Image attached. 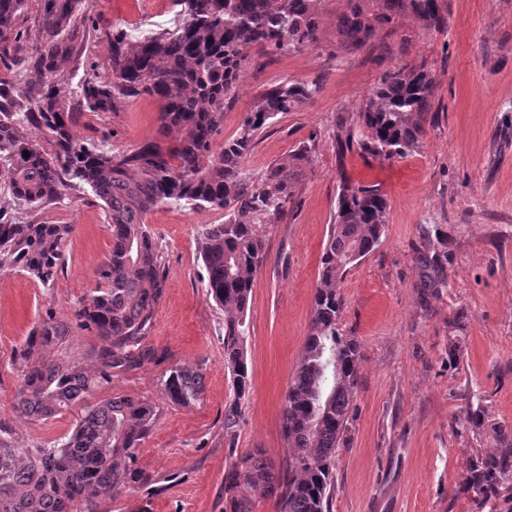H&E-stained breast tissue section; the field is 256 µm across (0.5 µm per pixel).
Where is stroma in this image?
<instances>
[{
  "label": "stroma",
  "mask_w": 512,
  "mask_h": 512,
  "mask_svg": "<svg viewBox=\"0 0 512 512\" xmlns=\"http://www.w3.org/2000/svg\"><path fill=\"white\" fill-rule=\"evenodd\" d=\"M97 32L82 44L86 65L105 67V32L172 28L173 0H86ZM345 0H319L317 46L285 55L251 50L224 110L232 136L261 95L283 80L315 81L319 91L299 110L264 130L242 161L260 177L300 141L314 139V162L300 179L296 204L266 230L267 257L258 273L247 320L251 390L242 403L238 452L288 454L282 408L301 358L323 244L341 184L378 190L388 202L379 246L344 277L341 327L361 345V383L349 441L336 458L331 512H478L460 483L476 441L459 422L473 398L490 419L512 427V0H442L444 27L426 29L403 17L377 31L373 46H339ZM423 67L437 77L431 122L419 148L385 159L345 147V125L357 122L366 93L392 67ZM158 102L130 99L116 112H89L75 132L105 149L156 138ZM38 224H70L52 287L18 271L0 272V417L11 421L14 445H52L83 414L75 404L34 420L17 416L19 373L13 362L37 323L53 314L69 336L45 360L94 368L103 341L78 326L74 313L96 286L112 245L102 201L66 191L29 214ZM220 209L160 204L145 217L165 263L164 294L148 344L173 360L202 368L201 402H168L163 366L145 362L115 378V394L145 399L160 410L138 450L159 492L112 502V512H222L224 407L232 398L224 369V313L206 297L198 249L201 225L220 224ZM441 231L448 240V286L422 310L414 288V249ZM459 343L456 364L448 348Z\"/></svg>",
  "instance_id": "stroma-1"
}]
</instances>
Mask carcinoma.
<instances>
[{"label": "carcinoma", "mask_w": 512, "mask_h": 512, "mask_svg": "<svg viewBox=\"0 0 512 512\" xmlns=\"http://www.w3.org/2000/svg\"><path fill=\"white\" fill-rule=\"evenodd\" d=\"M173 29L105 34L111 76L85 74L76 95H63L66 64L94 20L84 0H39L35 34L25 25V0H0V180L14 208L0 210V270H20L44 287L62 266L71 224H33L28 210L55 202L67 189L89 188L109 212L112 248L97 270L99 286L75 311L81 326L104 344L88 370L43 360L62 345L67 326L48 313L16 355L21 380L16 412L30 419L57 415L86 397L112 389L113 378L146 361L167 364L161 385L168 400L196 405L203 394L199 368L171 361L147 344L165 276L156 243L144 222L156 205L183 204L224 210V223L205 224L199 251L206 297L224 311V368L234 397L224 408V443L231 458L224 472V512H253L251 492L263 489L278 512H330L339 450L348 441L360 384V344L340 329L347 271L380 244L386 200L374 190L342 185L334 222L320 257L302 355L282 410L289 454L276 464L261 451L236 453L242 400L250 392L246 319L257 273L267 256L263 224H276L299 194V175L313 164V140L300 142L255 179L242 168L260 133L318 92L315 82L282 81L246 113L238 131L223 137L224 104L231 99L250 50L285 54L318 44V0H174ZM339 19L342 46L371 45L376 32L409 15L427 28L445 23L440 0H346ZM437 78L402 65L382 74L364 98L359 125L348 140L386 159L419 148L432 118ZM147 95L160 105V129L175 143L155 140L128 150H105L73 132L84 112H117ZM41 132L46 146L23 139L19 127ZM416 248L420 304L431 306L448 287V242ZM158 417L144 399L111 395L85 407L71 433L47 448L25 452L0 419V512H106L116 498L149 490L153 475L138 464V448ZM461 426L487 445L473 449L462 480L480 512H501L512 490V428L469 405Z\"/></svg>", "instance_id": "cac0c4a2"}]
</instances>
